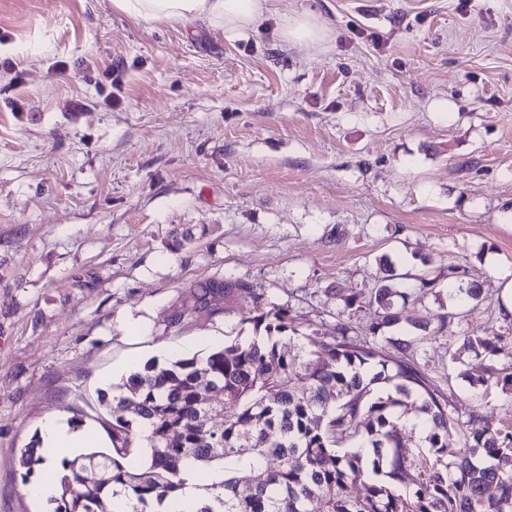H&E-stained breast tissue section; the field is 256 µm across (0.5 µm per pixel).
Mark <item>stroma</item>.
<instances>
[{"label":"stroma","instance_id":"obj_1","mask_svg":"<svg viewBox=\"0 0 512 512\" xmlns=\"http://www.w3.org/2000/svg\"><path fill=\"white\" fill-rule=\"evenodd\" d=\"M301 14L327 46L282 37ZM425 257L482 301L442 330L438 285L386 350L405 340L459 421L511 429L512 0H280L234 38L112 0H0V512H42L21 449L51 415L102 428L118 365L255 338L249 298L169 326L189 284L243 279L316 340L341 321L371 343L372 307L345 298L412 285Z\"/></svg>","mask_w":512,"mask_h":512}]
</instances>
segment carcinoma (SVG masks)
I'll use <instances>...</instances> for the list:
<instances>
[{
  "label": "carcinoma",
  "instance_id": "cac0c4a2",
  "mask_svg": "<svg viewBox=\"0 0 512 512\" xmlns=\"http://www.w3.org/2000/svg\"><path fill=\"white\" fill-rule=\"evenodd\" d=\"M435 285L421 276L400 289L386 278L369 299L345 305L373 307L376 334L400 324L398 300ZM236 293L253 298L249 321L261 336L131 374L112 403V447L61 462L52 512H148L167 500L175 512H512V431L453 417L404 353L388 356L341 321L329 341L306 343L290 312L261 310L256 287L241 279L190 284L184 316L169 325L220 317ZM480 295L473 283L453 297L474 310ZM464 345L478 356L496 351L480 336ZM208 398L228 409L216 433L202 411ZM405 425L418 432L412 451L401 446ZM42 463L36 445L21 450L23 483ZM92 466L106 477L88 487ZM194 475L204 492L219 491V508L180 502Z\"/></svg>",
  "mask_w": 512,
  "mask_h": 512
}]
</instances>
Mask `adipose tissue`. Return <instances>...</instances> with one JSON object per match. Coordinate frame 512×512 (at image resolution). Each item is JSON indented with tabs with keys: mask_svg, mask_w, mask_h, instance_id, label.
<instances>
[{
	"mask_svg": "<svg viewBox=\"0 0 512 512\" xmlns=\"http://www.w3.org/2000/svg\"><path fill=\"white\" fill-rule=\"evenodd\" d=\"M113 4L143 21L177 20L190 25L205 20L232 37L256 28L278 11V0H113ZM38 440L39 452L50 467L64 454L76 457L101 442L96 432L72 428L58 415L44 420Z\"/></svg>",
	"mask_w": 512,
	"mask_h": 512,
	"instance_id": "obj_1",
	"label": "adipose tissue"
}]
</instances>
